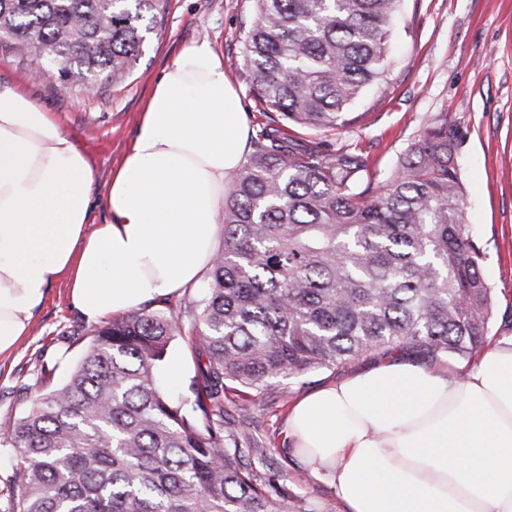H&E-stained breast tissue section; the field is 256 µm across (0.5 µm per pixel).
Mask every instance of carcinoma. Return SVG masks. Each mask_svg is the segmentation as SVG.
Here are the masks:
<instances>
[{
    "instance_id": "obj_1",
    "label": "carcinoma",
    "mask_w": 512,
    "mask_h": 512,
    "mask_svg": "<svg viewBox=\"0 0 512 512\" xmlns=\"http://www.w3.org/2000/svg\"><path fill=\"white\" fill-rule=\"evenodd\" d=\"M243 63L278 118L257 131L224 198V247L200 308L135 311L95 330L61 387L0 433L19 454L16 512H308L224 429L233 383L272 382L377 350L471 357L488 342L492 288L463 223L459 130L436 113L381 185L362 151L329 138L391 88L403 0H253ZM169 0H0V52L53 90L120 83ZM304 128L307 139L283 125ZM189 331L196 371L158 382Z\"/></svg>"
}]
</instances>
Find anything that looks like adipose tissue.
Segmentation results:
<instances>
[{
	"instance_id": "adipose-tissue-1",
	"label": "adipose tissue",
	"mask_w": 512,
	"mask_h": 512,
	"mask_svg": "<svg viewBox=\"0 0 512 512\" xmlns=\"http://www.w3.org/2000/svg\"><path fill=\"white\" fill-rule=\"evenodd\" d=\"M249 137L205 38L164 70L102 184L53 113L0 85V354L58 281L90 322L199 284ZM97 195L108 219L94 226ZM288 442L347 512H512V336L459 370L391 359L316 389L293 404Z\"/></svg>"
}]
</instances>
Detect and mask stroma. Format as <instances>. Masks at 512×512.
<instances>
[{
	"label": "stroma",
	"instance_id": "obj_1",
	"mask_svg": "<svg viewBox=\"0 0 512 512\" xmlns=\"http://www.w3.org/2000/svg\"><path fill=\"white\" fill-rule=\"evenodd\" d=\"M253 16L252 0H170L163 28L149 41L132 75L103 91L61 95L30 78L23 66L0 55V84H20L48 111L107 179L128 152L132 132L155 81L182 49L209 37L224 56V73L239 91L251 130L266 120L243 65L242 34ZM394 90L342 143L367 155L371 172L384 179L399 153L429 116L448 115L461 132L458 161L463 215L483 253L482 272L493 290L491 334L512 336V0H404L392 46ZM96 329L55 285L36 313L28 336L0 355V427L16 422L35 398L63 385L82 361ZM389 355L377 351L295 381L271 386L264 401L224 393L229 427L246 426L268 465L283 474L292 496L308 512H345L332 486L318 480L282 442L291 403L323 385L339 382Z\"/></svg>",
	"mask_w": 512,
	"mask_h": 512
}]
</instances>
